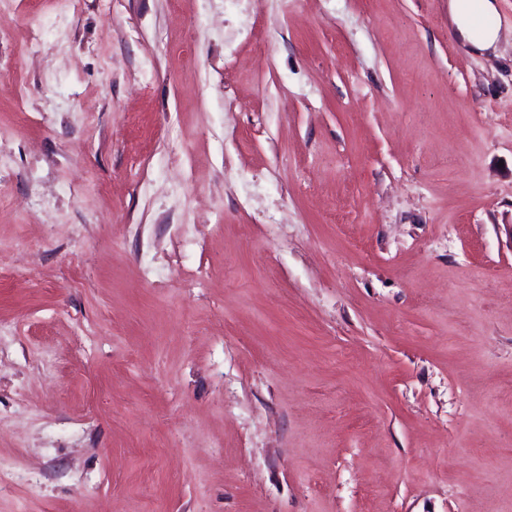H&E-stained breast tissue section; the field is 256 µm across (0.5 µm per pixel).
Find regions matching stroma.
Instances as JSON below:
<instances>
[{
  "mask_svg": "<svg viewBox=\"0 0 512 512\" xmlns=\"http://www.w3.org/2000/svg\"><path fill=\"white\" fill-rule=\"evenodd\" d=\"M0 512H512V40L0 0Z\"/></svg>",
  "mask_w": 512,
  "mask_h": 512,
  "instance_id": "obj_1",
  "label": "stroma"
}]
</instances>
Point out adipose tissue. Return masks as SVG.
<instances>
[{
	"mask_svg": "<svg viewBox=\"0 0 512 512\" xmlns=\"http://www.w3.org/2000/svg\"><path fill=\"white\" fill-rule=\"evenodd\" d=\"M448 13L458 37L478 51L496 48L503 36L497 0H448Z\"/></svg>",
	"mask_w": 512,
	"mask_h": 512,
	"instance_id": "obj_1",
	"label": "adipose tissue"
}]
</instances>
